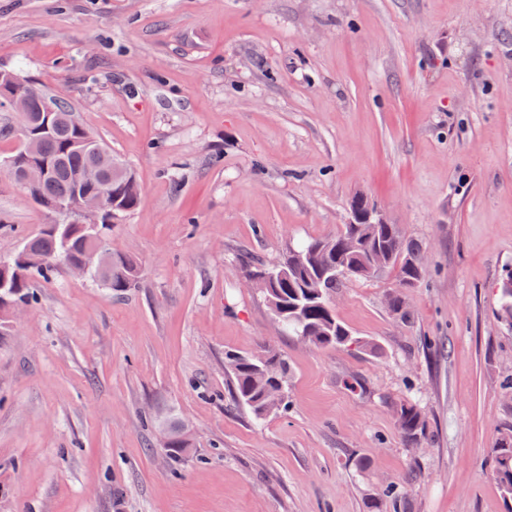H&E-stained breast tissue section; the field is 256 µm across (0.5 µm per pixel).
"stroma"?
<instances>
[{
    "label": "stroma",
    "instance_id": "1",
    "mask_svg": "<svg viewBox=\"0 0 512 512\" xmlns=\"http://www.w3.org/2000/svg\"><path fill=\"white\" fill-rule=\"evenodd\" d=\"M65 91L135 171L112 229L142 276L59 268L0 338V512H507L489 450L512 423V0H0V72ZM362 194L422 246L404 289L336 314L377 353L315 349L244 284L336 233ZM0 168V258L58 222ZM275 344L287 412L232 406L226 352ZM424 411L406 447L392 404ZM188 425L171 462L158 420ZM112 261L103 272L94 269L91 274L100 280L113 293H121L134 288L141 276L137 259L126 252L114 248Z\"/></svg>",
    "mask_w": 512,
    "mask_h": 512
}]
</instances>
